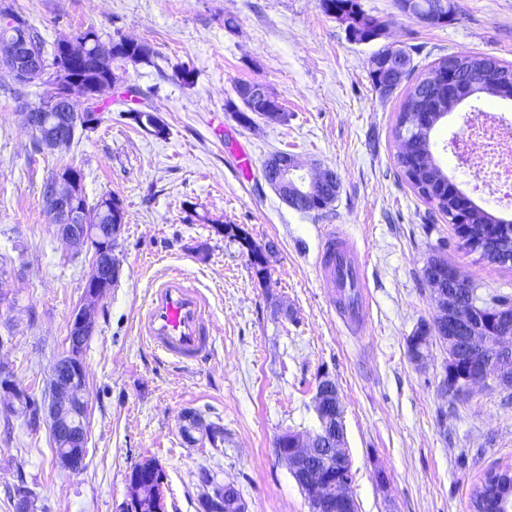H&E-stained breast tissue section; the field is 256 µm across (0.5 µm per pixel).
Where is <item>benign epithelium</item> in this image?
Wrapping results in <instances>:
<instances>
[{
	"label": "benign epithelium",
	"mask_w": 512,
	"mask_h": 512,
	"mask_svg": "<svg viewBox=\"0 0 512 512\" xmlns=\"http://www.w3.org/2000/svg\"><path fill=\"white\" fill-rule=\"evenodd\" d=\"M0 28L11 37L10 47L0 55V68L7 71L17 83H31L40 80L51 83V96L44 102L20 103L24 124L32 136L38 138L41 149L53 152L69 142L74 128L95 130L104 120V114L92 111L96 99L89 91L77 92L70 87L69 62L76 56L90 52L98 60L105 76L112 86L122 82L118 74L119 65L131 61L115 45L106 46L101 39L88 34L82 40L63 37L57 41L55 60L49 64L40 63L30 44L27 22L18 17L10 4L0 5ZM371 66L380 70L381 80L377 88L382 92L391 91L401 81L405 71V59L398 48H389V55L382 60H371ZM436 83L448 84V101L461 102L472 95V87L455 77L453 72L437 74ZM237 98L259 108V117L279 120L283 116L278 97L264 85L243 82L235 90ZM297 160L288 154L273 153L263 163L265 181L289 206L326 203L335 197L339 189L335 171L324 168L312 181L297 174ZM83 181L64 172L56 173L42 188L44 209L56 224L63 240L75 244H89L94 249L92 262L86 277L85 303L76 308L70 319V326L77 336L91 335L95 325V304L103 299L121 274V265L115 256L118 241L125 225V211L121 204L104 195L99 198L98 210L112 215V224L104 236L97 234L95 226L84 219ZM489 239L482 251L489 258L501 260L500 245L494 241L512 242V229L490 228ZM448 275V286L460 284L469 287L471 283L461 277L457 268L433 269L435 279L440 281ZM431 298L437 315L429 331L420 336L409 337L410 355L416 362L423 361L433 342L438 341L448 350V359H458L460 344H465L467 370L458 376H443L441 390L444 394L460 396L469 393L470 388L493 377L496 386L512 389V309L498 310L494 318V330L486 334L475 323L481 321L483 311L475 302L461 301L453 291L431 288ZM51 379L53 382L49 404L32 401L33 418L36 422H47L55 438L66 443L65 453L59 457L60 464L68 471L81 472L85 455V436L77 426L85 404L79 394L86 384V373L82 350L69 348L55 363ZM314 403L319 421L318 429L309 434L286 431L278 436L275 444L276 455L283 459L309 504V512H357V504L348 487L352 470L346 452L342 411L335 383L328 377L321 378ZM180 432L189 442L196 441L195 434L205 436L210 443H216L221 431L206 424L192 410L181 413ZM162 468L156 464L140 465L128 475L132 495L120 512H151L160 498L162 479L158 475ZM512 490V473L500 472L494 490H487L483 484L477 491L473 503L502 498ZM202 512H247L239 491L232 484L216 482L211 485L201 501Z\"/></svg>",
	"instance_id": "benign-epithelium-1"
}]
</instances>
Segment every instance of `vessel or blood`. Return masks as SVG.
<instances>
[{"label":"vessel or blood","mask_w":512,"mask_h":512,"mask_svg":"<svg viewBox=\"0 0 512 512\" xmlns=\"http://www.w3.org/2000/svg\"><path fill=\"white\" fill-rule=\"evenodd\" d=\"M317 268L346 324L356 326L364 315L365 279L363 264L348 236L333 227L326 230ZM209 322L203 293L173 272L154 285L138 324L142 338L164 357L199 363L213 351Z\"/></svg>","instance_id":"obj_1"}]
</instances>
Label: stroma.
I'll return each instance as SVG.
<instances>
[{
    "mask_svg": "<svg viewBox=\"0 0 512 512\" xmlns=\"http://www.w3.org/2000/svg\"><path fill=\"white\" fill-rule=\"evenodd\" d=\"M9 2L50 45L90 27L148 44L151 61L126 63L120 74L168 134L153 136L112 111L66 148L35 151L0 69V363L36 399L67 348L92 262L91 251L60 239L41 186L68 163L82 171L88 199L114 195L126 214L120 278L96 304L83 352L86 467L77 475L63 468L48 427L6 416L0 400V512H14L20 486L34 512H120L128 473L145 459L166 473L165 512H200L203 471L233 482L247 512H308L274 440L317 429L314 396L325 374L338 388L358 512H470L486 473L512 469V396L487 383L450 403L440 388L445 347L433 343L418 364L408 338L437 313L420 271L438 240L480 293L512 294V267L465 247L401 176L395 127L406 88L381 93L369 60L402 48L417 77L460 51L512 65V0H455L457 19L443 27L402 15L394 0H359L385 26L367 44L351 41L321 0ZM185 65L194 71L188 83L178 75ZM242 81L273 92L283 118L239 125L225 102ZM495 110L512 119V100L477 94L432 132L435 163L463 193L472 177L448 144ZM278 151L309 178L323 165L336 170L339 191L325 213L289 207L264 181L262 164ZM226 224L242 238L224 234ZM329 224L367 257L368 309L356 335L319 280ZM270 242L276 250L260 277L249 249ZM174 270L210 306L214 351L198 365L161 360L138 333L151 284ZM186 409L223 428V447L184 440Z\"/></svg>",
    "mask_w": 512,
    "mask_h": 512,
    "instance_id": "35a3bbf8",
    "label": "stroma"
}]
</instances>
